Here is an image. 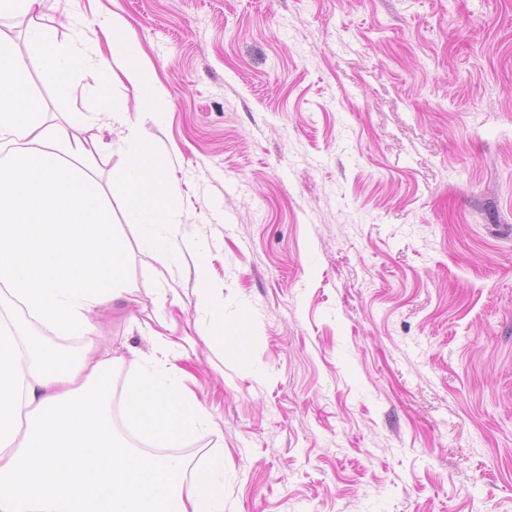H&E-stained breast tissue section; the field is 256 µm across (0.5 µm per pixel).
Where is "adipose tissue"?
<instances>
[{"instance_id": "1", "label": "adipose tissue", "mask_w": 512, "mask_h": 512, "mask_svg": "<svg viewBox=\"0 0 512 512\" xmlns=\"http://www.w3.org/2000/svg\"><path fill=\"white\" fill-rule=\"evenodd\" d=\"M43 0H0V18L34 21L32 39L43 79L61 94L76 91L86 73L112 80L121 60L126 81L150 112L166 109L163 91L140 60L137 41L120 16L109 23V55L90 65L80 43L58 41L38 23ZM130 160L121 175L127 223L146 231L145 252L160 266L173 257L169 219L171 182L137 125L126 127ZM0 284L21 302L45 333L0 315V512H224V456L192 462L177 448L201 432H215L211 415L174 366L180 339L157 334L155 350L127 382L122 418L141 437L161 446L149 454L128 445L112 427L106 396L112 391L111 349L63 359L58 340L90 334L88 315L122 298L127 266L124 242L97 185L76 164L85 146L59 123L45 119L30 91L24 59L0 47ZM201 306L222 347L245 352L247 324L228 326L209 292Z\"/></svg>"}]
</instances>
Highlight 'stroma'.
I'll use <instances>...</instances> for the list:
<instances>
[{
  "label": "stroma",
  "mask_w": 512,
  "mask_h": 512,
  "mask_svg": "<svg viewBox=\"0 0 512 512\" xmlns=\"http://www.w3.org/2000/svg\"><path fill=\"white\" fill-rule=\"evenodd\" d=\"M92 52L118 15L166 92L137 111L121 71L76 99L41 77L28 19L5 17L49 121L108 98L90 174L129 262L92 313L124 387L161 321L224 452L225 512H512V0H73ZM162 155L177 255L126 223V123ZM246 353L220 351L196 255ZM174 289L178 304L161 303Z\"/></svg>",
  "instance_id": "stroma-1"
}]
</instances>
